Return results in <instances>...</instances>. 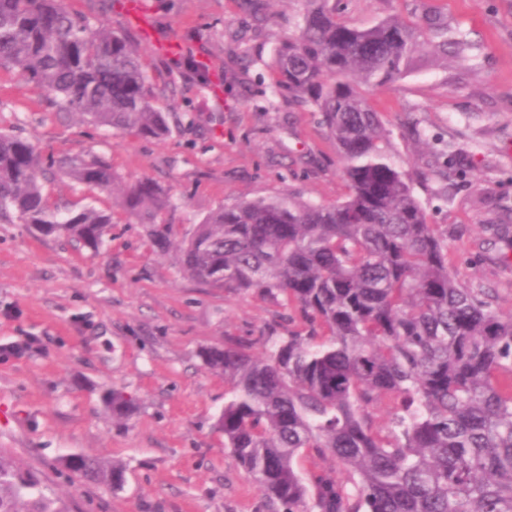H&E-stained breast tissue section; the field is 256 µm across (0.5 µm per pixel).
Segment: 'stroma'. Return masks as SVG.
Returning <instances> with one entry per match:
<instances>
[{
    "label": "stroma",
    "mask_w": 512,
    "mask_h": 512,
    "mask_svg": "<svg viewBox=\"0 0 512 512\" xmlns=\"http://www.w3.org/2000/svg\"><path fill=\"white\" fill-rule=\"evenodd\" d=\"M161 37L222 81L207 85L174 58L136 44L158 109L180 118L161 139L115 134L70 118L14 70L0 71V128L44 156L93 152L132 183L169 189L165 218L190 231L224 206L292 197L345 199L343 162L320 113L278 93L273 50L296 31L306 0H144ZM341 19L371 26L432 11L470 47L419 60L373 93L394 166L409 178L465 287L512 312V263L491 227H512V0H335ZM466 175L434 176L445 155ZM52 200L111 209L100 255L66 238H33L0 223V451L39 473L68 512H273L224 447L215 420L229 397L223 375L204 368L201 347L225 337L284 336L293 311L257 294L210 288L183 276L154 244L149 225L112 197L65 179ZM33 340L26 355L7 348ZM140 401L118 425L100 395ZM87 453L126 467L120 491L84 482L62 465Z\"/></svg>",
    "instance_id": "stroma-1"
}]
</instances>
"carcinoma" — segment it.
Here are the masks:
<instances>
[{
	"label": "carcinoma",
	"mask_w": 512,
	"mask_h": 512,
	"mask_svg": "<svg viewBox=\"0 0 512 512\" xmlns=\"http://www.w3.org/2000/svg\"><path fill=\"white\" fill-rule=\"evenodd\" d=\"M307 3L272 70L278 90L322 114L344 160L343 202L240 201L182 234L161 220L173 203L155 181L119 188L98 155L45 158L0 132V222L16 217L35 238L99 252L112 212L60 209L44 192L52 171L116 198L175 252L184 275L294 308L300 329L262 337L258 355L234 336L200 353L231 392L215 422L224 447L282 512H512V317L456 280L448 243L391 162L370 104L423 45L446 56L466 43L448 39L435 13L365 27L340 20L330 0ZM2 69L83 122L139 137L171 132L128 35L90 26L66 0H0ZM102 402L116 420L139 408L119 390ZM382 403L390 419L378 428L372 410ZM310 455L332 464L298 468ZM63 466L114 491L126 482L112 459L76 454ZM0 512L66 510L37 474L0 453Z\"/></svg>",
	"instance_id": "1"
}]
</instances>
